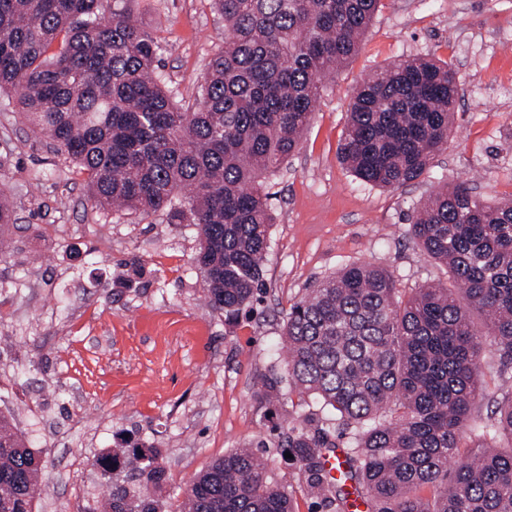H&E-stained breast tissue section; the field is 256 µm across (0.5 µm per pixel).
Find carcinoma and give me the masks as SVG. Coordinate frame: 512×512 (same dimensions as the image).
I'll return each mask as SVG.
<instances>
[{
  "instance_id": "cac0c4a2",
  "label": "carcinoma",
  "mask_w": 512,
  "mask_h": 512,
  "mask_svg": "<svg viewBox=\"0 0 512 512\" xmlns=\"http://www.w3.org/2000/svg\"><path fill=\"white\" fill-rule=\"evenodd\" d=\"M379 2L214 0L224 47L184 112L162 87L153 38L111 0H0V93L87 174L94 206L197 226L205 300L230 322L264 288L266 176L298 148L322 78L357 53ZM459 84L447 61L381 67L356 91L342 161L373 186L420 179L448 146ZM407 221L454 287L404 297L384 267L343 268L290 306L288 381L267 378L259 396L281 403L296 391L332 412L326 428L278 434L328 512L354 507V492L372 512H512V375L495 393L483 385L485 347L512 364V199L489 205L462 181ZM333 431L346 439L340 479L324 463L339 447ZM95 465L101 512H164L160 450L120 449ZM41 473L38 452L0 414V512H32ZM180 512L292 505L256 451L235 448L197 474Z\"/></svg>"
}]
</instances>
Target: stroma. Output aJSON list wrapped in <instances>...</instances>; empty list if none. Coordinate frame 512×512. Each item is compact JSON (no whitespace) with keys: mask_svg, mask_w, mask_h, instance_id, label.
I'll return each mask as SVG.
<instances>
[{"mask_svg":"<svg viewBox=\"0 0 512 512\" xmlns=\"http://www.w3.org/2000/svg\"><path fill=\"white\" fill-rule=\"evenodd\" d=\"M156 41L163 84L193 110L224 44L212 0H112ZM450 62L463 89L446 150L393 190L339 158L352 93L404 57ZM466 181L494 204L512 198V0H381L360 51L326 83L302 141L267 180L273 223L265 287L228 324L205 304L197 228L96 208L86 174L0 99V195L15 221L0 260V414L43 453L33 512H89L95 466L115 448H158L177 512L195 476L235 448L265 443L293 512H320L298 465L277 446L288 425L316 426L309 397L259 399L285 376L276 351L290 305L352 264L387 268L403 294L447 283L414 243L407 216L438 182Z\"/></svg>","mask_w":512,"mask_h":512,"instance_id":"1","label":"stroma"}]
</instances>
